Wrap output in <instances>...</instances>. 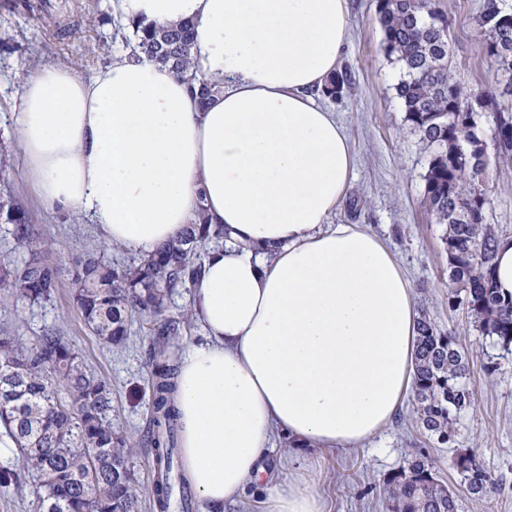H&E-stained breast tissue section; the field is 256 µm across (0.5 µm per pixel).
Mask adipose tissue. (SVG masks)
Listing matches in <instances>:
<instances>
[{
	"label": "adipose tissue",
	"mask_w": 512,
	"mask_h": 512,
	"mask_svg": "<svg viewBox=\"0 0 512 512\" xmlns=\"http://www.w3.org/2000/svg\"><path fill=\"white\" fill-rule=\"evenodd\" d=\"M118 18L189 23L191 63L223 82L198 105L151 59L83 79L44 66L24 81L16 133L28 176L59 214L148 253L197 206L224 229L192 286L206 342L179 360L175 408L187 478L218 508L260 483L272 438L350 448L412 392L414 289L360 224H332L354 171L317 92L343 50L348 0H113ZM268 512H325L303 474L267 489Z\"/></svg>",
	"instance_id": "obj_1"
}]
</instances>
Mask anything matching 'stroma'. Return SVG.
Wrapping results in <instances>:
<instances>
[{"label":"stroma","instance_id":"obj_1","mask_svg":"<svg viewBox=\"0 0 512 512\" xmlns=\"http://www.w3.org/2000/svg\"><path fill=\"white\" fill-rule=\"evenodd\" d=\"M448 17L450 54L455 77L472 89L489 87L496 73L486 58L477 26L485 0H435ZM349 21L341 67L354 85L329 106L343 124L353 149L354 173L333 224H361L395 253L414 288L418 310L443 329L454 330L467 348L469 386L474 405L462 414L455 447L441 448L423 436L415 421L413 400H406L392 425L355 448H297L274 437L264 475L268 485H286L295 473L306 476L327 512H388L380 495L384 479L414 453L436 463L439 479L454 491L459 512H512V355L499 354L482 342L464 315L448 308V255L444 228L431 223L421 200L427 155L404 118L394 89L395 64L383 51L384 35L376 0H348ZM112 0H0V148L10 162L9 181L28 209L39 237L60 258L95 251L115 266L136 263L138 253L107 245L88 219H67L47 210L27 180L13 114L18 91L28 74L44 65L70 68L92 77L105 62L126 52L118 26L97 25L111 14ZM487 223L512 234V164L491 167ZM14 330L27 345L46 331L71 343L88 367L112 383L115 423L136 441L135 473L144 493L138 512H157L149 491L154 482L148 444V405L152 338L148 322L133 316L130 336L120 349L103 345L86 327L72 300L69 276H62L50 301L32 305L0 292V328ZM476 450L497 482L487 498H471L452 466L455 454Z\"/></svg>","mask_w":512,"mask_h":512}]
</instances>
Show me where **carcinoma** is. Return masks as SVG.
I'll use <instances>...</instances> for the list:
<instances>
[{
    "instance_id": "1",
    "label": "carcinoma",
    "mask_w": 512,
    "mask_h": 512,
    "mask_svg": "<svg viewBox=\"0 0 512 512\" xmlns=\"http://www.w3.org/2000/svg\"><path fill=\"white\" fill-rule=\"evenodd\" d=\"M383 51L397 62L396 92L406 121L427 153L422 205L431 221L445 225L448 251V308L461 310L481 337L512 350V296L493 283L499 229L486 222L490 159L484 135L489 111H501L491 89L471 90L451 74L448 17L434 0H377ZM478 26L486 56L497 67L502 94L512 96V9L487 0ZM134 52L198 83L190 87L205 101L222 91L218 81L192 71V29L183 23L154 27L131 23ZM353 84L344 69L329 77L321 95L334 99ZM492 141L501 159L512 158V116H499ZM0 224L6 226L20 263H0V291L39 304L48 301L64 272L74 286V301L89 331L109 347L126 343L129 315L149 318L156 336L152 355L150 409L154 467L167 478L154 484L158 512H171V475L179 428L171 399L176 368L165 349L178 321L165 315L166 300L196 278L206 249L224 232L198 207L180 238L161 246L133 266L107 264L96 252L69 264L39 239L26 210L8 190L0 164ZM414 396L419 427L439 445L459 436L461 414L472 404L468 358L457 336L439 328L428 315L418 321ZM66 397L60 398L58 387ZM111 383L89 374L81 356L54 332L27 347L22 338L0 331V429L17 448L16 461L0 465V488L8 489L27 472L36 478L35 512H137L141 487L132 458L134 442L112 423ZM452 466L467 493L483 499L495 480L474 452L457 454ZM392 512H458L459 506L434 476L432 460L417 453L393 472L382 487Z\"/></svg>"
}]
</instances>
